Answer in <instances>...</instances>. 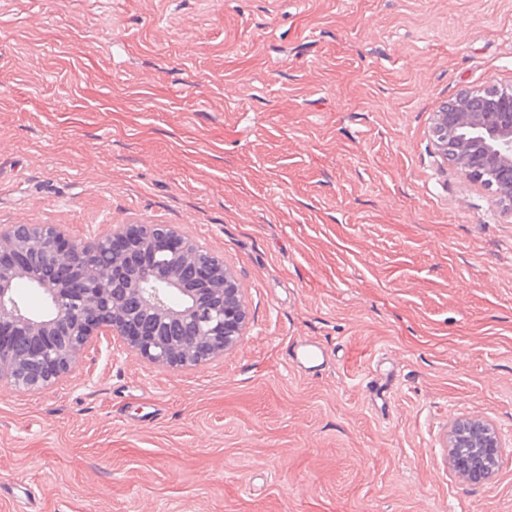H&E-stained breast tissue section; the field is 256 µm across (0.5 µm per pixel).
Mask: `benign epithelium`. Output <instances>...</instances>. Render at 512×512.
Returning a JSON list of instances; mask_svg holds the SVG:
<instances>
[{"label": "benign epithelium", "mask_w": 512, "mask_h": 512, "mask_svg": "<svg viewBox=\"0 0 512 512\" xmlns=\"http://www.w3.org/2000/svg\"><path fill=\"white\" fill-rule=\"evenodd\" d=\"M442 162L482 186L512 218V85L469 88L435 113ZM27 282L44 305L22 308ZM242 288L224 258L169 224H118L78 242L59 224L0 225V383L22 393L54 387L99 336L149 364L191 369L243 339ZM448 471L470 482L493 475L487 457L507 445L467 417L449 432Z\"/></svg>", "instance_id": "obj_1"}]
</instances>
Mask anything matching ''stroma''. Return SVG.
Listing matches in <instances>:
<instances>
[{
    "label": "stroma",
    "instance_id": "1",
    "mask_svg": "<svg viewBox=\"0 0 512 512\" xmlns=\"http://www.w3.org/2000/svg\"><path fill=\"white\" fill-rule=\"evenodd\" d=\"M489 82L512 0H0V225H172L249 319L0 384V512H512V452L445 463L460 417L512 445V220L430 137Z\"/></svg>",
    "mask_w": 512,
    "mask_h": 512
}]
</instances>
